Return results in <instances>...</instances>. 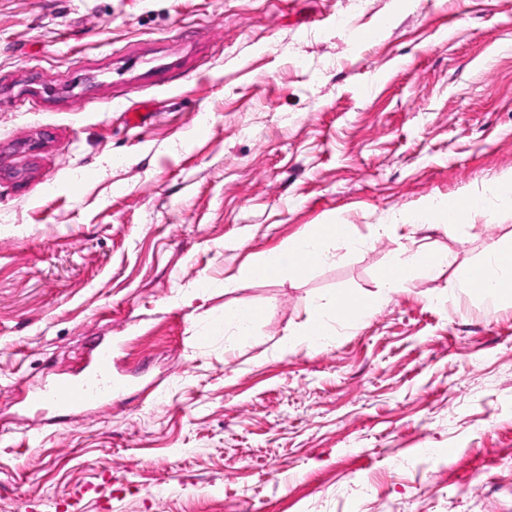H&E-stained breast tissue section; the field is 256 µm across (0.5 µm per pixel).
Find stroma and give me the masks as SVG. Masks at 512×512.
Here are the masks:
<instances>
[{"label": "stroma", "mask_w": 512, "mask_h": 512, "mask_svg": "<svg viewBox=\"0 0 512 512\" xmlns=\"http://www.w3.org/2000/svg\"><path fill=\"white\" fill-rule=\"evenodd\" d=\"M510 176L512 0H0V512H512V300L447 270L289 346L387 256L512 239ZM331 221L368 246L239 277ZM99 345L109 401L30 411ZM482 208V200L479 197H468L466 199H446L441 201H433L422 212L418 213L412 219V223L406 226L413 230H419L424 226L441 225L448 229V232H453L459 226V220L466 214H471L480 211ZM436 210L441 218L443 224H427L429 223L428 214L430 211ZM264 315L262 307H252L239 313H224V324L233 323L236 327V336L246 340L250 336L251 328L261 321Z\"/></svg>", "instance_id": "stroma-1"}]
</instances>
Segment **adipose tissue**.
<instances>
[{
    "label": "adipose tissue",
    "mask_w": 512,
    "mask_h": 512,
    "mask_svg": "<svg viewBox=\"0 0 512 512\" xmlns=\"http://www.w3.org/2000/svg\"><path fill=\"white\" fill-rule=\"evenodd\" d=\"M353 239L351 225L336 222L317 224L307 232L289 238L279 250L258 255L241 269L240 274L263 279L276 280L288 276L304 280L314 266L326 259L328 243ZM383 266L386 273L379 276L377 291L344 289L325 301L309 300L304 306L305 319L298 331L300 344L309 348L325 345L329 336L328 318L346 324L361 321L413 279H433L448 268L452 269L459 287L475 290L488 305L512 299V243H490L481 259L467 265H453L448 252L417 247L403 256H389Z\"/></svg>",
    "instance_id": "ef3b65f1"
}]
</instances>
